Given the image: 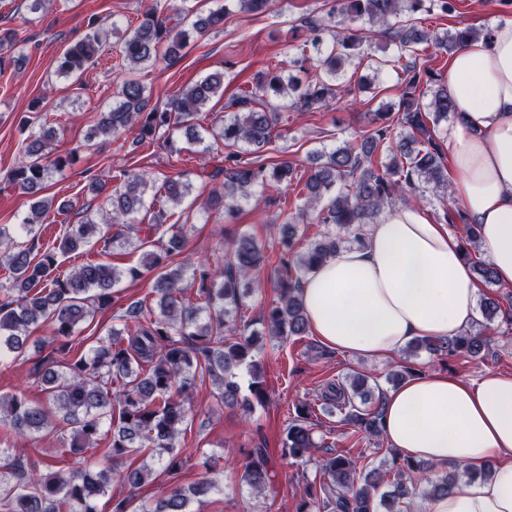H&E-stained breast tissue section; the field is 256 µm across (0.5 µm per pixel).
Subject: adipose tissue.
I'll use <instances>...</instances> for the list:
<instances>
[{
    "label": "adipose tissue",
    "mask_w": 512,
    "mask_h": 512,
    "mask_svg": "<svg viewBox=\"0 0 512 512\" xmlns=\"http://www.w3.org/2000/svg\"><path fill=\"white\" fill-rule=\"evenodd\" d=\"M455 116L439 137L452 165L451 197L476 224L497 285L512 287V20L456 51L445 75ZM309 331L347 354L380 361L416 337L469 330L478 288L459 236L413 203L366 225L363 245L340 248L303 280ZM384 438L399 454L471 471L432 499L430 512H512V375L466 381L429 372L385 398Z\"/></svg>",
    "instance_id": "ef3b65f1"
}]
</instances>
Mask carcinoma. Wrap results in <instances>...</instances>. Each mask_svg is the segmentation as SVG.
I'll use <instances>...</instances> for the list:
<instances>
[{"label": "carcinoma", "instance_id": "cac0c4a2", "mask_svg": "<svg viewBox=\"0 0 512 512\" xmlns=\"http://www.w3.org/2000/svg\"><path fill=\"white\" fill-rule=\"evenodd\" d=\"M450 13L456 0H336L333 13L340 20L329 25L322 18L301 21L304 40L296 50L317 47L328 40L330 52L316 59L319 73L304 81L292 74L275 73L263 82L262 94L242 91L224 102V114L215 118L216 137L224 154L200 151L197 176L213 184L205 209H222L231 215L241 203L255 197L254 187L270 182L294 185L298 171L287 162L276 164L268 172L249 165L239 146L258 152L272 142L284 112H310L355 86L337 83L345 63L366 57L367 33L358 21L383 28L397 47L398 59L405 60L400 77L399 108L396 112H375L370 129L360 144L345 143L317 157L315 167L305 175L297 212L281 225L284 249L277 266V303L262 314L263 330L240 314L244 294L240 281L251 277L265 261L263 248L252 236L243 235L226 243L224 271L215 273L205 263L185 253L186 240L181 228L167 224L169 209L179 207L192 193L193 184L181 176L162 182L142 171L122 172L114 185L95 179L88 191L102 199L99 211L83 201L55 203L43 194L51 170L61 171L77 163L79 154L69 151L53 162H46L47 145L56 132L35 126L29 117L20 127L23 158L9 171L4 189L18 190L31 197L30 215L15 232L0 226V265L9 271V282L0 283V365L25 353L31 328L40 323L51 328L47 354L33 361L30 376L46 394L47 404L28 400L24 393L0 395V425L18 436L40 433L65 424L69 433V452L83 455L97 446L102 429L112 434V463L123 462L135 449L148 448L158 454L165 472L177 475L184 459L177 449L181 433L187 428L190 394L196 381L211 379L219 407H229L244 416L264 406L266 389L258 355L263 338L281 339L304 336L308 332L306 312L299 295L301 276L333 256L344 243L363 242L362 227L372 224L388 207L396 194L409 191L422 200L444 202V218L453 224L459 219L466 238L477 247L476 226L455 210L448 187V167L438 138L441 123L454 113L447 85L424 62L413 57L415 46L433 44L445 53H454L469 39L489 37L472 27L439 32L416 25V15L433 6ZM226 8L205 15L181 7L161 14L154 0L143 4L142 20L120 46L122 79L119 100L99 113L87 141L98 137L109 140L130 129L137 131L136 143H151L167 148L171 134L178 129L194 130L197 112L215 98L224 96V74L211 73L182 89L164 105H151L146 86L135 72L148 67L161 56L175 57L187 45L190 34L204 35L224 26ZM107 30L100 20L88 23L85 35L57 59L60 76H82L94 64L106 42ZM17 41L11 29L0 30V66H18L22 55L9 51ZM408 131L397 136L394 130ZM153 201H148V194ZM85 214L80 224L67 225L58 246H44L36 238L35 226L53 206ZM144 214L137 232L144 236L131 239L128 221ZM320 224L324 230L305 250L293 252L300 225ZM104 248L115 244L143 251L142 260L123 270L104 262H88L71 272L57 273L59 256L92 246L93 239ZM155 271L153 291L158 307L144 301L130 304L115 319L121 327L109 331L110 343L90 356H72V337L79 326L115 301V286L123 279L136 281L147 271ZM196 287V299L186 296ZM484 320L491 323L500 316L512 323V314L501 310L490 297L480 303ZM485 336L468 331L450 339L421 337L410 345V353L426 351L433 356H478L485 348ZM247 372V387L240 383ZM118 384V391L112 385ZM372 395L369 377L354 374L344 381L328 383L324 400L344 413L345 420L365 434L379 437L383 431L384 402L363 409L356 399ZM320 444L315 440L308 411L301 407L288 425L283 454L294 460L312 461ZM269 455L259 444L246 452L241 481L255 493L266 488ZM421 465L407 457L393 455L385 471L358 466L356 457L337 454L315 461V476L307 482L305 495L296 512H377L378 504L386 512H408L416 486L412 476ZM150 473L148 466L127 468L122 483L137 488ZM458 481L452 471L430 483L429 496L448 493ZM111 477L89 467L68 474L39 467L17 448L3 453L0 464V508L3 512H96L94 502L108 493ZM390 489L382 492L383 485ZM216 484L203 480L189 489L173 488L142 512H190L192 499L208 494Z\"/></svg>", "mask_w": 512, "mask_h": 512}]
</instances>
